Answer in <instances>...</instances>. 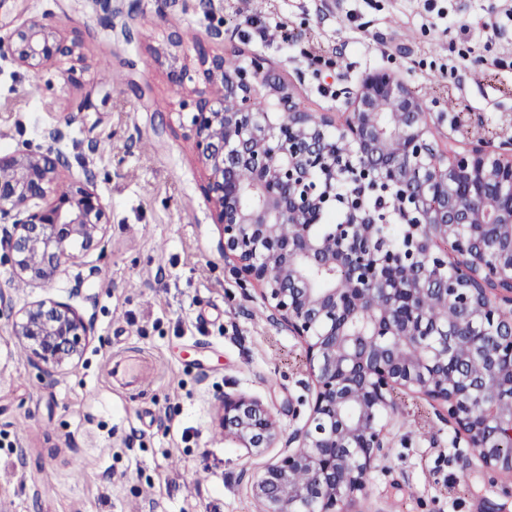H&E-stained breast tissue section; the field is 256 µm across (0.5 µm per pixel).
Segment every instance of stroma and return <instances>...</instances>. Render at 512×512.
Segmentation results:
<instances>
[{"instance_id": "stroma-1", "label": "stroma", "mask_w": 512, "mask_h": 512, "mask_svg": "<svg viewBox=\"0 0 512 512\" xmlns=\"http://www.w3.org/2000/svg\"><path fill=\"white\" fill-rule=\"evenodd\" d=\"M31 16L82 50L37 72L0 56V153L50 146L65 173L90 170L109 224L102 248L80 254L79 282L15 289L0 246L13 309L51 298L95 325L82 357L47 374L0 313V512H261L247 480L304 424L311 379L301 342L224 259L189 136L196 40L220 28L209 50L261 56L302 110L340 124L364 78L390 71L440 145L463 153L512 137V0H0V36ZM175 56L188 67L179 86ZM116 356L152 383L113 381ZM228 393L268 408L273 447L225 436ZM389 420L355 512H512V477L452 446L445 409L403 390Z\"/></svg>"}]
</instances>
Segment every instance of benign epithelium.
<instances>
[{"instance_id": "7a95c632", "label": "benign epithelium", "mask_w": 512, "mask_h": 512, "mask_svg": "<svg viewBox=\"0 0 512 512\" xmlns=\"http://www.w3.org/2000/svg\"><path fill=\"white\" fill-rule=\"evenodd\" d=\"M79 49L38 17L0 39V51L30 71ZM198 63L205 88L190 132L224 257L288 322L313 383L305 424L250 482L263 512H349L387 455L398 388L445 406L454 444L512 475L502 448L512 440V154L481 144L448 160L420 101L386 70L366 76L338 127L300 111L258 58L230 67L204 50ZM243 169L253 174L247 183ZM61 179L50 149L0 155L9 261L33 286L68 273L108 224L91 171L64 194ZM377 192L402 224L399 250L380 233L385 214L368 205ZM329 211L342 222L310 230ZM282 223L301 233L279 235ZM449 266L450 281L440 276ZM431 300L441 316L427 320ZM10 333L51 373L82 357L94 328L73 305L44 299L13 316ZM222 425L245 448H270L278 434L268 409L241 395H224Z\"/></svg>"}]
</instances>
